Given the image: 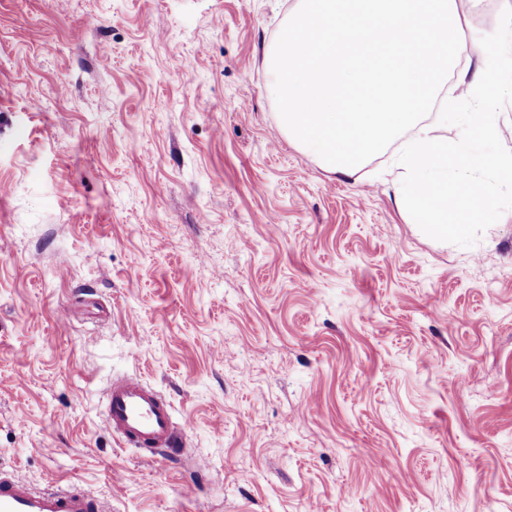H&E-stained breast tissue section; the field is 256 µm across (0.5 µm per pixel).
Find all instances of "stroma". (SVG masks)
<instances>
[{"instance_id":"1","label":"stroma","mask_w":512,"mask_h":512,"mask_svg":"<svg viewBox=\"0 0 512 512\" xmlns=\"http://www.w3.org/2000/svg\"><path fill=\"white\" fill-rule=\"evenodd\" d=\"M294 3L0 0V468L112 512H512V209L437 241L399 142L344 178L290 141ZM126 373L178 462L106 429Z\"/></svg>"}]
</instances>
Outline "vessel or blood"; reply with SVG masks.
I'll use <instances>...</instances> for the list:
<instances>
[{
	"mask_svg": "<svg viewBox=\"0 0 512 512\" xmlns=\"http://www.w3.org/2000/svg\"><path fill=\"white\" fill-rule=\"evenodd\" d=\"M107 427L124 445L166 457L180 455L184 441L171 404L130 374L113 381L105 403ZM0 512H107L104 504L75 486L38 491L0 470Z\"/></svg>",
	"mask_w": 512,
	"mask_h": 512,
	"instance_id": "vessel-or-blood-1",
	"label": "vessel or blood"
}]
</instances>
